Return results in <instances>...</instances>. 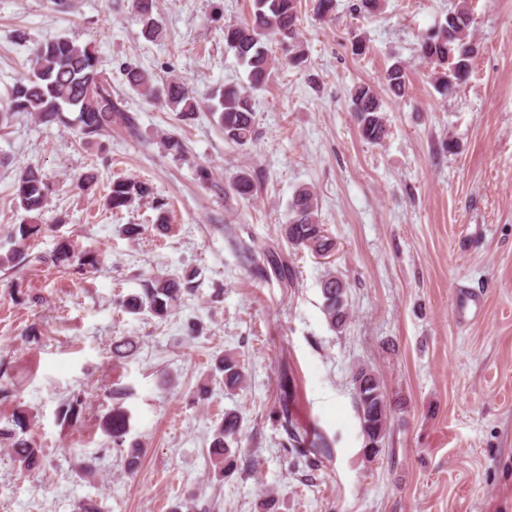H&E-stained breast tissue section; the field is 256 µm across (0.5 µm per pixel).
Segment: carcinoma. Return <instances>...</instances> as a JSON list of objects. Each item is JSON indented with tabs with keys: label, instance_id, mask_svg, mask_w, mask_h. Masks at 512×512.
<instances>
[{
	"label": "carcinoma",
	"instance_id": "1",
	"mask_svg": "<svg viewBox=\"0 0 512 512\" xmlns=\"http://www.w3.org/2000/svg\"><path fill=\"white\" fill-rule=\"evenodd\" d=\"M252 2L253 11L249 21L224 27L227 48L248 70V88L226 87L210 107L224 129L225 140L237 146H245L256 140L255 112L248 90L262 88L271 73L273 61L264 38L271 34L277 36L291 51L288 63L292 65L303 63L306 57L299 40L298 0ZM133 7L142 24L143 37L148 41L158 40L161 27L153 14L154 0H133ZM471 24L467 4L465 0H459L456 8L446 16L445 22L419 42L421 57L436 65L435 87L442 95L466 82L472 61L478 54V46L469 31ZM123 72L129 86L142 97L161 98L182 117L194 114L195 98L182 79L170 77L161 82L153 73L131 67L124 68ZM383 81L393 94L404 96L409 82L406 64L401 61L392 64L385 71ZM351 100L363 137L374 143L383 141L388 129L382 115V102L372 87L367 84L355 87ZM19 115H29L47 124L63 125L87 143L111 131L114 126L124 130L131 139L140 137L136 115L112 96V86L100 69V58L96 51L89 45L80 46L66 38L46 40L33 48L31 73L12 87L0 109V123ZM231 188L236 197L251 198L254 190L251 175L246 171L239 172ZM14 189L19 207L24 211L40 213L44 210L50 188L37 170H23L14 182ZM151 194L149 183L120 178L112 182L106 204L113 210H120L133 206ZM282 230L292 248H306L319 257L330 254L336 247V242L319 220L316 194L308 188L294 192L288 203L287 220ZM41 231L40 224L16 225L14 233L9 236L14 248L1 257L0 262L26 260L19 247ZM224 232L246 262L262 263L264 270L271 272L284 287H293V273L281 250L269 247L259 253L249 242L235 234L234 229L226 228ZM31 261L36 264L67 263L83 272L99 265L100 253L95 249H79L70 240L60 239L50 255L38 254ZM192 290V279L188 276L181 280L170 275L154 274L144 280L141 292L123 301V306L130 314L149 313L164 319L176 308L182 295ZM321 291L327 322L335 330L341 328L348 318L347 282L341 281V277L330 270L321 281ZM215 369L224 373V387L228 390L242 386L248 378L244 365L231 355L216 358ZM352 382L358 420L365 429L367 444L370 445L367 457L374 458L380 452L379 434L385 433L389 417L386 393L377 375L367 368L357 370ZM282 389L279 418L288 434L291 452L296 458H303L314 466L330 455L329 445L299 425L292 411L293 394L286 384L282 385ZM84 403L85 400L78 395L66 400L60 405L58 417L68 422L78 419ZM129 421L128 412L115 405L103 415L101 426L113 447H128L124 462L127 470L133 472L139 466L141 448L136 443L125 445ZM28 426V415L15 413L11 427L0 429V442L8 441L15 460L26 470L37 467L39 463L38 449L22 437ZM239 432V416L233 412L225 413L224 420L215 427L210 458L218 466L217 475L220 477L236 468L230 443L238 441Z\"/></svg>",
	"mask_w": 512,
	"mask_h": 512
}]
</instances>
